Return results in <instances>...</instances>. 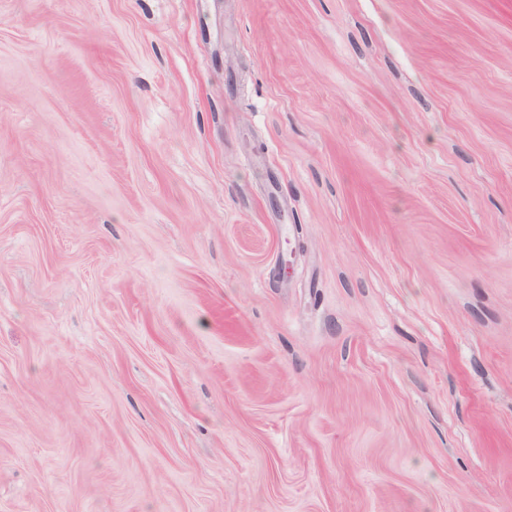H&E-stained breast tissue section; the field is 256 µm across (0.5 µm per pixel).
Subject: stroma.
<instances>
[{
  "mask_svg": "<svg viewBox=\"0 0 512 512\" xmlns=\"http://www.w3.org/2000/svg\"><path fill=\"white\" fill-rule=\"evenodd\" d=\"M0 512H512V0H0Z\"/></svg>",
  "mask_w": 512,
  "mask_h": 512,
  "instance_id": "35a3bbf8",
  "label": "stroma"
}]
</instances>
